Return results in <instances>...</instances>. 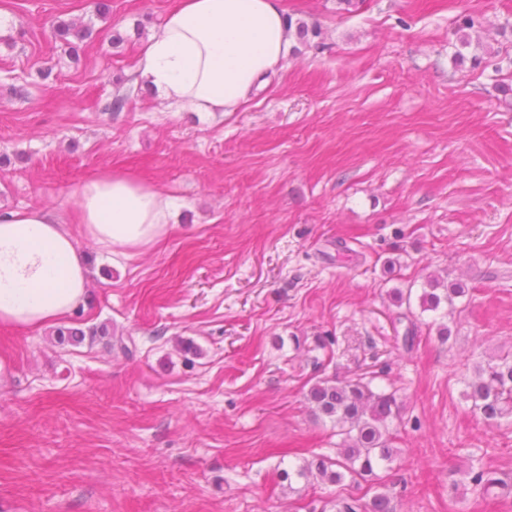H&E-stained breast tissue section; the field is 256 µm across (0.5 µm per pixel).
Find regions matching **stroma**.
I'll list each match as a JSON object with an SVG mask.
<instances>
[{
  "instance_id": "1",
  "label": "stroma",
  "mask_w": 512,
  "mask_h": 512,
  "mask_svg": "<svg viewBox=\"0 0 512 512\" xmlns=\"http://www.w3.org/2000/svg\"><path fill=\"white\" fill-rule=\"evenodd\" d=\"M174 3L109 0L101 19L94 0H0V212L74 218L106 170L175 204L138 248L71 225L84 305L57 327L0 324V512H303L363 495L280 476L336 453L311 385L359 375L398 390V454L378 470L395 512H473L470 463L512 483V421L486 425L464 397L477 362L512 352V70L496 68L512 0H285L321 34L234 112H171L134 81ZM468 13L491 46L477 67L454 58ZM77 18L94 32L75 63L51 25ZM433 278L469 294L447 314L399 303Z\"/></svg>"
}]
</instances>
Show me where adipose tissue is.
<instances>
[{"label":"adipose tissue","mask_w":512,"mask_h":512,"mask_svg":"<svg viewBox=\"0 0 512 512\" xmlns=\"http://www.w3.org/2000/svg\"><path fill=\"white\" fill-rule=\"evenodd\" d=\"M294 44L282 0H177L145 43L137 72L170 106L231 112ZM173 216L156 188L120 172H103L78 192V221L105 247L151 243ZM88 285L65 216L41 207L0 213V323L40 327L66 317Z\"/></svg>","instance_id":"1"}]
</instances>
